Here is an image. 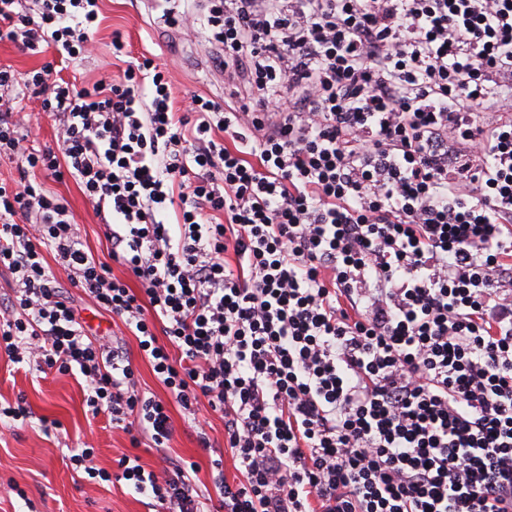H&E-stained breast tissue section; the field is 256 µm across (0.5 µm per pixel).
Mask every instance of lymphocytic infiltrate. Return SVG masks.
Listing matches in <instances>:
<instances>
[{
    "label": "lymphocytic infiltrate",
    "instance_id": "obj_1",
    "mask_svg": "<svg viewBox=\"0 0 512 512\" xmlns=\"http://www.w3.org/2000/svg\"><path fill=\"white\" fill-rule=\"evenodd\" d=\"M204 33L224 99L175 106L148 57L81 85L99 0H0V355L80 375L92 415L166 447L170 404L211 459L72 466L160 512H512V0H152ZM34 97L56 144L29 136ZM74 181L103 221L85 248ZM52 252L61 271L45 258ZM127 273L119 278L113 266ZM66 279H59V272ZM120 321L91 337L68 287ZM50 60V51L41 56H31L21 52L11 44H0V65L11 66L22 76L29 70L39 68L44 62ZM47 187L65 197L75 214L79 225L78 233L81 241L89 248L92 254L103 262H109L107 242L103 235V228L94 216L92 207L87 202L79 187L72 181L66 183L48 182ZM124 338L127 342V349L132 359V363L138 371V378L142 390L151 392L158 398H161L164 401H168L169 395L166 388L157 379L149 362L140 356L135 337L126 332Z\"/></svg>",
    "mask_w": 512,
    "mask_h": 512
}]
</instances>
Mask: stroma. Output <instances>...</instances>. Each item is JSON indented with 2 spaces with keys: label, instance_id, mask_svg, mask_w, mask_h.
Instances as JSON below:
<instances>
[{
  "label": "stroma",
  "instance_id": "35a3bbf8",
  "mask_svg": "<svg viewBox=\"0 0 512 512\" xmlns=\"http://www.w3.org/2000/svg\"><path fill=\"white\" fill-rule=\"evenodd\" d=\"M103 21L97 34V49L80 67L65 70L66 78L95 81L104 75H119L125 57L153 54L172 81L176 99L196 92L220 101L224 80L214 74L208 61V45L202 35L181 36L154 25L143 0H102ZM123 34L124 48L114 53L112 32ZM52 191L65 197L79 226L81 241L101 261H108L103 228L90 204L74 182L55 183ZM24 398L33 416L24 424L0 423V484L14 483L23 489L27 502L0 494V512H153L145 498L122 485L93 480L82 470L66 465L67 450L77 442L95 449L98 467L115 470L121 454L136 452L143 464L160 467L164 458L196 462L198 487L210 483V461L198 446L196 435L178 405H171L175 427L168 447H152L143 441L132 448L123 431L110 427L104 417H92L86 406L87 392L79 376L56 372L43 374L16 368L0 359V402ZM58 421V428H45V421Z\"/></svg>",
  "mask_w": 512,
  "mask_h": 512
}]
</instances>
